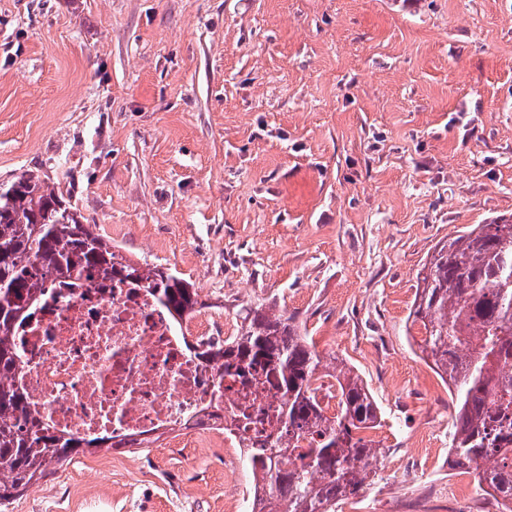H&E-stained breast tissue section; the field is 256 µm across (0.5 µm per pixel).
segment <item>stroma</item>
<instances>
[{
  "mask_svg": "<svg viewBox=\"0 0 512 512\" xmlns=\"http://www.w3.org/2000/svg\"><path fill=\"white\" fill-rule=\"evenodd\" d=\"M24 171L200 316L286 312L361 376L385 466L340 512H499L448 464L410 313L439 242L512 217V0H0V180ZM194 437L77 455L0 512H243L248 465Z\"/></svg>",
  "mask_w": 512,
  "mask_h": 512,
  "instance_id": "stroma-1",
  "label": "stroma"
}]
</instances>
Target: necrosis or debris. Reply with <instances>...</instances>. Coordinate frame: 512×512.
Returning <instances> with one entry per match:
<instances>
[{
  "instance_id": "necrosis-or-debris-1",
  "label": "necrosis or debris",
  "mask_w": 512,
  "mask_h": 512,
  "mask_svg": "<svg viewBox=\"0 0 512 512\" xmlns=\"http://www.w3.org/2000/svg\"><path fill=\"white\" fill-rule=\"evenodd\" d=\"M39 305L13 341L25 346L19 382L31 408L57 430L119 440L180 431L205 415L240 448L273 434L272 387L227 386L186 345L192 334L225 337L231 323L173 322L154 290L95 274L50 281Z\"/></svg>"
}]
</instances>
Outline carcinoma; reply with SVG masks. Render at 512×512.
Here are the masks:
<instances>
[{"label":"carcinoma","mask_w":512,"mask_h":512,"mask_svg":"<svg viewBox=\"0 0 512 512\" xmlns=\"http://www.w3.org/2000/svg\"><path fill=\"white\" fill-rule=\"evenodd\" d=\"M87 272L144 282L177 322L200 306L194 284L116 251L39 175L1 182L0 504L74 455L107 442L143 444L57 431L31 409L16 381L21 360L12 331L38 301L45 279ZM412 317L424 329L417 342L423 358L455 397L451 466L472 470L479 487L512 512V220L477 224L436 247L418 274ZM191 350L242 379L264 368L281 398L276 436L247 458L253 477L269 487L258 512H336L337 503L374 482L370 461L378 446L367 432L380 426L381 409L359 375L321 355L294 317L258 306L246 311L236 336L199 340ZM325 377L336 380L332 414L319 398L317 382Z\"/></svg>","instance_id":"cac0c4a2"}]
</instances>
